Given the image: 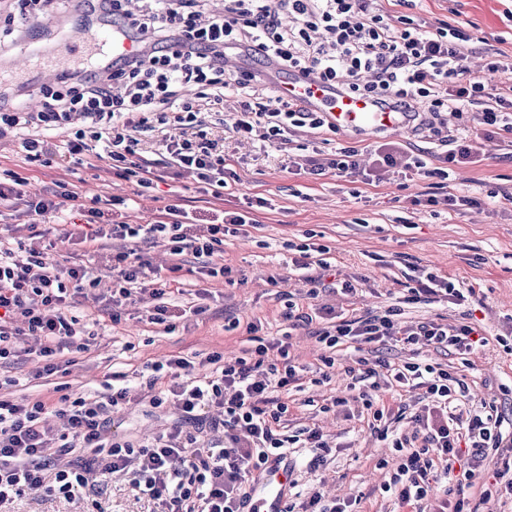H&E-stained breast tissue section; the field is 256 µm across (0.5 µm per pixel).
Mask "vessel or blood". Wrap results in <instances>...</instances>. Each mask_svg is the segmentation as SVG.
<instances>
[{"mask_svg":"<svg viewBox=\"0 0 512 512\" xmlns=\"http://www.w3.org/2000/svg\"><path fill=\"white\" fill-rule=\"evenodd\" d=\"M133 47V42L123 33L102 31L92 36L77 34L65 44L64 52L73 55L91 49L99 54L108 49L118 56ZM270 81L279 96L323 113L330 127L336 130L374 134L380 131L399 132L407 127V119L401 112L368 98L343 93L336 85L316 83L299 74L284 78L274 73ZM287 482V470L277 468L267 473L253 490L254 503L250 512H280Z\"/></svg>","mask_w":512,"mask_h":512,"instance_id":"b4317fda","label":"vessel or blood"}]
</instances>
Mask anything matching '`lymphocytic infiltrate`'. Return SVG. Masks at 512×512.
Masks as SVG:
<instances>
[{"label":"lymphocytic infiltrate","mask_w":512,"mask_h":512,"mask_svg":"<svg viewBox=\"0 0 512 512\" xmlns=\"http://www.w3.org/2000/svg\"><path fill=\"white\" fill-rule=\"evenodd\" d=\"M85 14L106 20L136 43V51L103 63L90 58L80 73L60 74L55 85L39 89L42 108L33 112L10 105L0 92V126L23 129H70L64 144L27 137L22 146L32 162L82 166L92 159L108 161L117 175L152 188L156 160L143 155L139 132L150 121L180 129L166 139L162 150L171 168L193 171L200 192L221 198L229 183L238 181L234 158L223 145L202 137H186L182 131L202 125L201 110L186 99L184 90L207 91L210 105L221 104L226 94L242 99L233 130L261 143L286 144L296 129L325 126L322 113L307 112L295 102L279 98L262 85L259 72L228 69L225 47H234L278 72H294L324 82H335L351 95L377 100L409 117L411 130L425 142L437 143V159L445 163L440 178H448V165L475 163L464 137L448 132L445 112L459 114L483 103L482 122L495 135L512 136V63L487 65L496 82L463 80L469 34L444 26L433 31L397 28L383 13L368 10L367 0H224L222 14L207 24L198 21L205 0H136L125 7L121 0H81ZM373 164L361 170L360 150L337 148L334 156L292 155L288 167L295 174L324 175L363 172L365 184H380L391 176L427 173L421 154L395 141H381L372 151ZM27 181L15 173L0 180V204H25L27 212L45 223L59 224L66 210H74L92 224L83 233L86 241L103 238L162 239L172 254L191 250L195 258L222 250L226 238L238 236L253 224L252 210H222L201 219L186 209L165 205L151 224L109 223L104 219L106 199L93 196L83 201L69 185L60 183L39 200L27 198ZM292 265L304 273L309 297L335 288L333 269L325 258L327 248L317 243L298 245ZM116 272L112 305L120 307L134 297L133 284L151 280L153 306L149 323L173 329L184 308L166 303L165 295L177 280L181 264L167 274L155 273L148 260L129 250L112 257ZM88 280L83 267L60 268L46 259L44 246L18 241L16 247L0 245V361L19 355L16 337L41 338L38 351L43 361L37 375L49 378L61 373L64 354L88 351L90 339L79 316L70 306ZM400 308L369 317H343L317 332L327 350L321 356L322 379H329L336 363L337 347L396 342L444 348L464 356L475 346L487 345L480 326L425 323L403 328ZM207 372L189 384L182 374L196 364L182 357L153 365L146 381L152 405L170 403L178 416L173 430L155 442L134 445L108 429L111 414L126 399V391L114 388L94 396H73L55 385L33 399L0 398V503L29 492L71 497L97 491L115 472L129 474L135 486L160 506V512H243L247 496L242 491L246 476L270 463H281L290 448L302 443L323 450L327 444L318 430L302 428L283 434L278 424L285 403L278 392L299 379L282 343L259 341L243 356L227 360L221 354L203 359ZM172 378L167 395L155 388ZM358 400L371 410L374 420L384 412L375 406L381 386L418 390L424 404L412 421L422 438L406 432L379 429L381 439L391 440L400 459L385 486L410 512H479L469 496L475 470L492 460L500 461L497 478L512 493V437L504 438V418L495 402H475L464 379L424 362L386 365L384 372L362 366ZM220 409L223 442L200 440L198 431L210 409ZM56 415L58 430L45 429L46 415ZM468 441L470 454L459 443ZM445 483V497L429 502L431 484Z\"/></svg>","instance_id":"obj_1"}]
</instances>
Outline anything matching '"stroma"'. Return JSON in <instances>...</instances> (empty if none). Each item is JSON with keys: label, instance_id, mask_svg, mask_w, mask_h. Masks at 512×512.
I'll return each mask as SVG.
<instances>
[{"label": "stroma", "instance_id": "35a3bbf8", "mask_svg": "<svg viewBox=\"0 0 512 512\" xmlns=\"http://www.w3.org/2000/svg\"><path fill=\"white\" fill-rule=\"evenodd\" d=\"M372 11H384L392 18L407 17L422 28L433 30L446 24L471 34V55L466 63L468 77L481 76L495 53L512 56V0H416L403 6L398 0H372ZM23 44L13 45L0 56V85L23 91L29 108L41 105L39 87L46 78L39 60L15 73L23 59ZM240 109L237 97H228L224 109L205 115L204 130L211 139L224 142L226 154L238 160L239 182L217 200L199 193L194 176L188 172L165 174L154 189L145 191L135 182L116 177L108 162L94 167L70 168L52 164L44 167L28 162L15 134L0 138V172L9 170L28 181L30 194L52 188L54 182L74 184L83 198L96 195L125 198L126 207H115L128 224L152 223L165 204L206 215L214 209H232L246 197L266 198V208L256 212L257 224L243 236L227 239L224 248L210 259L213 266L230 268L229 278H208L198 273L191 252H184L179 278L183 294L172 295L170 303L202 307L200 315L178 321L172 331L148 323L146 304L138 301L122 308L119 322H112V256L137 248L152 265L166 270L170 263L168 241L137 238L111 239L96 248L64 236L58 224L31 223L23 207L0 210V242L15 243L32 235L53 242L48 259L58 267H87L96 283L79 297L75 308L81 319L93 322L96 333L87 352L77 355L62 380L71 393L103 390L113 373H122L127 402L112 414L110 430L136 443L166 434L177 416L169 405L153 406L145 399V382L150 364L178 355L200 361L218 352L230 359L249 345L248 323L259 325V337L280 338L294 365L315 370L323 349L312 327L287 319L288 309L308 312L320 306L369 316L384 313L396 305L410 286L409 268H424L447 277L473 291L468 301L455 305L447 301L405 305L402 325L435 321L455 325L470 317L490 340L476 348L468 363L444 350L389 343L370 352V362L400 364L413 358L457 375H465L479 398H501L503 387H512V203L504 193L512 191V147L484 137L478 109L449 118L450 131H466L478 163L455 167L450 185L457 194L477 198L474 207H462L456 214L433 212L430 206L412 205L415 196L428 192L431 181L390 180L379 185L363 183L361 177L327 172L322 176H297L288 171V152L239 141L230 122ZM327 246L338 283L349 284L351 293L326 291L309 298L307 289L286 261L289 244L307 239ZM22 354L0 366V395L21 399L34 397L44 388L36 379L38 367L29 351L36 348L32 336L17 341ZM358 354L344 349L336 354V367L329 381L320 385L304 383L302 390H290L281 400L288 406L289 431L318 428L329 445L323 462L311 466L313 451L298 449L292 456L293 484L284 492H320L325 498L358 500L359 512H399L393 494L382 486L398 464L396 452L372 429L371 417L349 399L351 378L347 366ZM335 397L348 398L344 407H330ZM153 500L133 486L129 476L113 475L100 493H83L69 498L33 493L0 506V512H156Z\"/></svg>", "mask_w": 512, "mask_h": 512}]
</instances>
